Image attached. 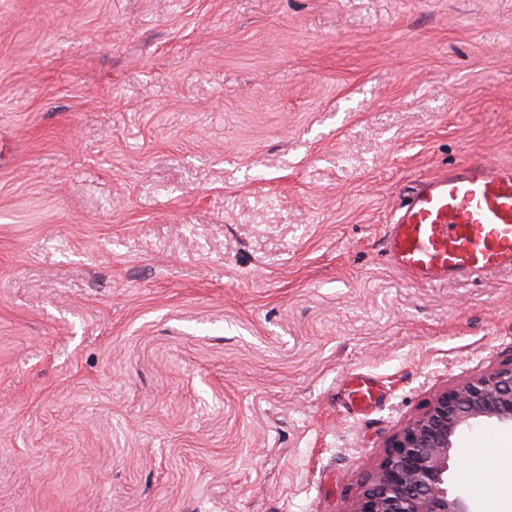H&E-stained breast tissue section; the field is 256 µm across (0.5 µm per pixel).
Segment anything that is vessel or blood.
<instances>
[{
	"mask_svg": "<svg viewBox=\"0 0 512 512\" xmlns=\"http://www.w3.org/2000/svg\"><path fill=\"white\" fill-rule=\"evenodd\" d=\"M390 265L418 285L512 273V165L462 164L422 180L385 226ZM352 408L380 400L370 378L347 379Z\"/></svg>",
	"mask_w": 512,
	"mask_h": 512,
	"instance_id": "obj_1",
	"label": "vessel or blood"
}]
</instances>
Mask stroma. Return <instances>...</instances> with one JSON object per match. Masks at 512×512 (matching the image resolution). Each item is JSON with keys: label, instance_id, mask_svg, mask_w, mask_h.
Instances as JSON below:
<instances>
[{"label": "stroma", "instance_id": "stroma-1", "mask_svg": "<svg viewBox=\"0 0 512 512\" xmlns=\"http://www.w3.org/2000/svg\"><path fill=\"white\" fill-rule=\"evenodd\" d=\"M464 162L512 165V0H0V512H351L512 362L511 273L384 257ZM505 432L449 493L512 499ZM348 401L353 409L365 410L375 406L380 400V389L375 381L359 374L346 377Z\"/></svg>", "mask_w": 512, "mask_h": 512}]
</instances>
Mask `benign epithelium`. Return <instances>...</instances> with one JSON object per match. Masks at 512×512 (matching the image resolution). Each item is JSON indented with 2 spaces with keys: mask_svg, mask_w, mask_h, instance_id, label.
I'll return each instance as SVG.
<instances>
[{
  "mask_svg": "<svg viewBox=\"0 0 512 512\" xmlns=\"http://www.w3.org/2000/svg\"><path fill=\"white\" fill-rule=\"evenodd\" d=\"M480 418L512 426V362L433 396L390 441L350 512H469L448 493V460L456 434Z\"/></svg>",
  "mask_w": 512,
  "mask_h": 512,
  "instance_id": "7a95c632",
  "label": "benign epithelium"
}]
</instances>
